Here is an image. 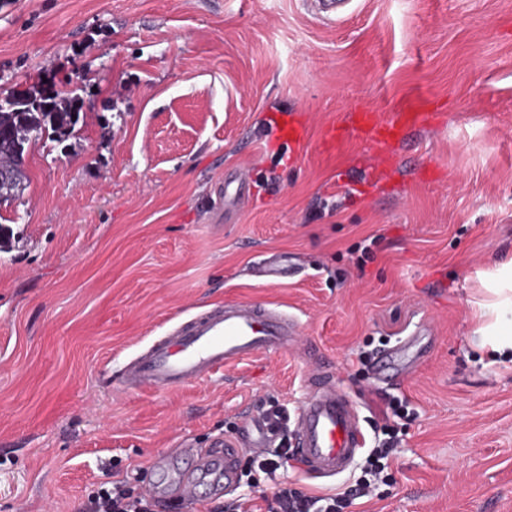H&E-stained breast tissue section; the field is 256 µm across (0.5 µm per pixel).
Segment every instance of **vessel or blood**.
<instances>
[{
  "mask_svg": "<svg viewBox=\"0 0 512 512\" xmlns=\"http://www.w3.org/2000/svg\"><path fill=\"white\" fill-rule=\"evenodd\" d=\"M316 15L330 22L345 19L351 0H306ZM423 112H399L385 119L375 112L353 114L349 135L364 151L390 154L407 127H422ZM301 322L290 313L266 304L229 301L212 304L174 324L164 336L124 363L121 386L129 391L170 390L209 378L228 366L260 355L285 352L297 346ZM250 445L259 451L272 447L276 420L268 414L251 417ZM293 448L304 471L314 478H333L346 472L361 452L365 439L354 404L328 377L316 378L298 407L291 432ZM241 452L233 438L223 450L192 451L190 468L166 492L150 486L161 512H194L203 503L220 501L235 489Z\"/></svg>",
  "mask_w": 512,
  "mask_h": 512,
  "instance_id": "vessel-or-blood-1",
  "label": "vessel or blood"
}]
</instances>
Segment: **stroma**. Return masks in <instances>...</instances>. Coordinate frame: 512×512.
Returning a JSON list of instances; mask_svg holds the SVG:
<instances>
[{"label":"stroma","instance_id":"stroma-1","mask_svg":"<svg viewBox=\"0 0 512 512\" xmlns=\"http://www.w3.org/2000/svg\"><path fill=\"white\" fill-rule=\"evenodd\" d=\"M70 77L74 136L30 143L26 190L0 202V512H84L116 473L149 486L158 453L215 447L274 400L295 412L317 362L367 447L400 430L389 483L345 512H512V358L483 343L512 289V0H356L335 24L302 0H0V95ZM420 94L439 123L387 173L356 142L319 150L349 113ZM280 112L306 125L299 151L275 142ZM236 169L251 201L216 221ZM269 256L282 284L252 274ZM240 300L288 308L301 346L122 389L147 342ZM412 338L403 375L373 372ZM364 463L281 475L341 492Z\"/></svg>","mask_w":512,"mask_h":512}]
</instances>
